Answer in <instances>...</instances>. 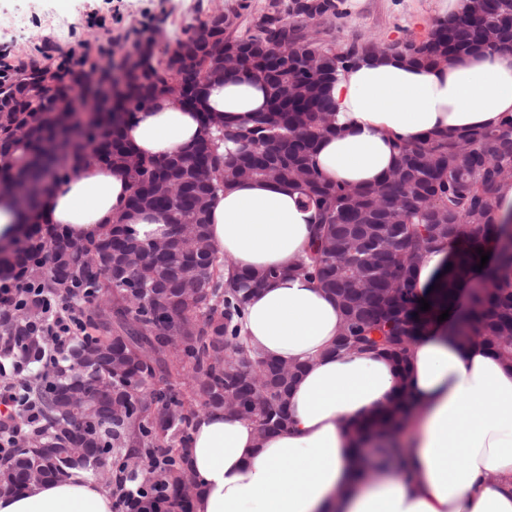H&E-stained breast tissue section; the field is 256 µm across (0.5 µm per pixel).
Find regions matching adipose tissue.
<instances>
[{"instance_id": "1", "label": "adipose tissue", "mask_w": 512, "mask_h": 512, "mask_svg": "<svg viewBox=\"0 0 512 512\" xmlns=\"http://www.w3.org/2000/svg\"><path fill=\"white\" fill-rule=\"evenodd\" d=\"M329 96L336 130L315 156L333 184L373 185L396 163L394 139L496 127L512 116V53L473 49L430 68L388 53L355 65ZM258 77L207 84L197 107L169 96L123 128L142 155L192 148L201 116L249 124L265 111ZM130 187L123 170L90 164L45 199L50 223L86 236L112 224ZM211 237L237 270H283L255 290L243 334L258 355L304 369L292 387L287 426L257 440L254 426L221 410L194 419L186 453L194 512H512V368L484 346L463 345L435 323L412 349L406 380L379 353L336 356L341 312L290 269L310 249L316 210L299 189L241 181L211 204ZM405 383L413 405L403 471H365L350 424L376 414ZM0 512H114L111 493L76 471L0 494Z\"/></svg>"}]
</instances>
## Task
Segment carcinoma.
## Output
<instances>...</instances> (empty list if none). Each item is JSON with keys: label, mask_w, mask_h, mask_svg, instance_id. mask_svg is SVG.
<instances>
[{"label": "carcinoma", "mask_w": 512, "mask_h": 512, "mask_svg": "<svg viewBox=\"0 0 512 512\" xmlns=\"http://www.w3.org/2000/svg\"><path fill=\"white\" fill-rule=\"evenodd\" d=\"M318 20L300 0H267L258 23L240 29L239 13L218 12L191 26L162 53L158 31L131 30L133 52L112 59V38L78 58L49 44L38 56L0 57V194L24 196L22 237L0 250V282L24 289L0 312V356L12 364L20 410L0 419L10 451L0 454V477L25 490L35 459L17 446L57 447L47 479L82 471L96 479L119 475L115 492L132 477L159 481L173 507L192 505L182 494L188 460L183 452L194 417L224 409L233 397L265 430L287 417L296 378L259 392L245 377L258 368L278 374L281 362L252 352L241 336L248 292L283 274L278 269L224 276L229 261L208 225L214 197L245 180L287 182L317 210L316 240L290 273H301L329 294L344 314L346 352L378 351L404 371L412 347L460 291L475 280L488 291L457 312L450 335L478 342L512 367V253L479 270L482 240L450 257L436 288L421 294L416 271L426 253L471 229L504 234L493 218L497 187L512 181V117L494 129L430 133L416 144L395 141L396 165L378 184L325 182L315 162L318 142L335 130L329 88L362 56L384 48L416 66L431 67L474 47L512 51V0H465L462 10L437 18L421 39L381 46L342 43L312 26L339 15L336 0H313ZM227 74L260 76L268 110L248 127L230 130L207 113L203 133L188 151L140 157L124 212L104 232L89 236L81 253L55 251L70 237L49 223L44 198L54 181L94 162L122 167L133 147L122 128L171 95L185 94ZM112 93V110L95 104ZM237 145L234 150L226 143ZM157 212L166 224L141 237L133 220ZM196 278L203 296L176 293ZM430 309L420 310V299ZM65 315L62 335L50 332ZM74 379L87 392L64 410L61 389ZM411 406L400 392L374 420L357 425V447L400 431ZM80 420L96 454L87 462L66 447L69 418Z\"/></svg>", "instance_id": "obj_1"}]
</instances>
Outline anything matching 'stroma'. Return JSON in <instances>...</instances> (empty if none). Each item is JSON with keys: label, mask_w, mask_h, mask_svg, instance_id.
I'll return each instance as SVG.
<instances>
[{"label": "stroma", "mask_w": 512, "mask_h": 512, "mask_svg": "<svg viewBox=\"0 0 512 512\" xmlns=\"http://www.w3.org/2000/svg\"><path fill=\"white\" fill-rule=\"evenodd\" d=\"M264 4L265 0H0V56L31 55L48 42L70 51L105 32L117 35L144 26L159 27L163 41L171 42L215 11L240 9L246 24ZM444 4L445 0H344L333 33L345 43L381 45L421 37L444 16Z\"/></svg>", "instance_id": "35a3bbf8"}]
</instances>
